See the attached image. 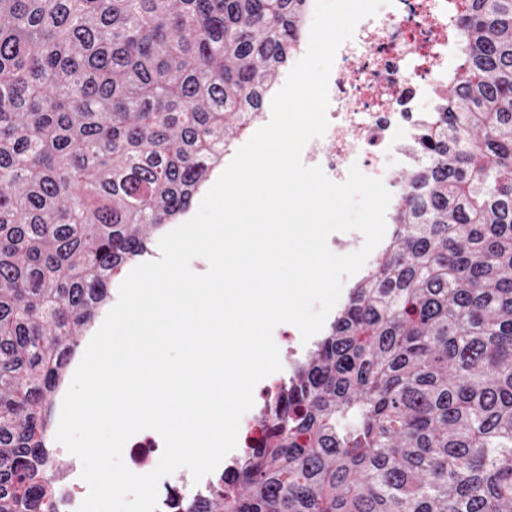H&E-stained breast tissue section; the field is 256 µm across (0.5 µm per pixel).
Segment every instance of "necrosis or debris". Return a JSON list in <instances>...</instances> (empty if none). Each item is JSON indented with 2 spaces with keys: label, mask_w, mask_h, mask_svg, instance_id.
Here are the masks:
<instances>
[{
  "label": "necrosis or debris",
  "mask_w": 512,
  "mask_h": 512,
  "mask_svg": "<svg viewBox=\"0 0 512 512\" xmlns=\"http://www.w3.org/2000/svg\"><path fill=\"white\" fill-rule=\"evenodd\" d=\"M460 0H397L395 7L362 20L351 40L341 44L329 79L328 127L305 145V165L321 166L335 182H343L351 165L381 178L391 195L401 190V177L418 169L425 157L422 133L437 112L438 94L448 86L463 45L455 31ZM363 47L364 61L352 72L347 60ZM286 376L274 373L254 388L255 408L239 424L240 448L256 445L264 429L257 410L277 396ZM127 466L138 474L152 471L163 440L151 432L131 437L125 445ZM81 463L70 458L57 478L55 512H77L88 493Z\"/></svg>",
  "instance_id": "necrosis-or-debris-1"
}]
</instances>
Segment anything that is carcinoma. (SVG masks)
Wrapping results in <instances>:
<instances>
[{
  "label": "carcinoma",
  "mask_w": 512,
  "mask_h": 512,
  "mask_svg": "<svg viewBox=\"0 0 512 512\" xmlns=\"http://www.w3.org/2000/svg\"><path fill=\"white\" fill-rule=\"evenodd\" d=\"M305 11L0 0V512H47L79 337L263 111ZM457 34L390 245L264 439L176 512H512V0H468Z\"/></svg>",
  "instance_id": "cac0c4a2"
}]
</instances>
